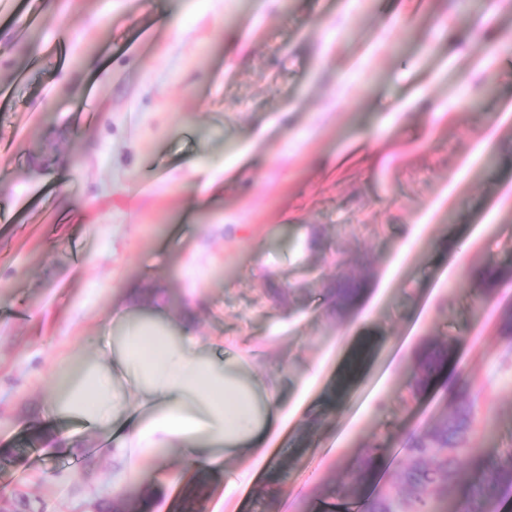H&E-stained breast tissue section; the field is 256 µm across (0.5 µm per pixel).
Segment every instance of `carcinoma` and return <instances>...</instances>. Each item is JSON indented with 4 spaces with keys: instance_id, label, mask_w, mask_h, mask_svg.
<instances>
[{
    "instance_id": "cac0c4a2",
    "label": "carcinoma",
    "mask_w": 512,
    "mask_h": 512,
    "mask_svg": "<svg viewBox=\"0 0 512 512\" xmlns=\"http://www.w3.org/2000/svg\"><path fill=\"white\" fill-rule=\"evenodd\" d=\"M436 367L429 360L419 365L411 383V394H420ZM465 393L454 397L455 408L433 430L411 438L402 472L403 487L387 489L365 503V512H433L432 495L455 486L461 463L470 454V437L475 428L474 407L464 401ZM512 489V457L487 462L475 479L464 512H499L503 492ZM202 480L189 481L182 489V512H194L206 495Z\"/></svg>"
}]
</instances>
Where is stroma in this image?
Returning <instances> with one entry per match:
<instances>
[{
  "label": "stroma",
  "instance_id": "obj_1",
  "mask_svg": "<svg viewBox=\"0 0 512 512\" xmlns=\"http://www.w3.org/2000/svg\"><path fill=\"white\" fill-rule=\"evenodd\" d=\"M11 0L0 9V501L150 502L177 448L121 475L112 428L51 412L62 367L109 362L127 286L193 304L217 357L277 378L264 456L209 472L204 512H343L396 486L407 439L470 379L474 452L512 453V0ZM41 11L44 21L27 17ZM503 281L479 288L478 272ZM370 291L368 318L331 291ZM448 356L410 396L420 353ZM235 490H228V480Z\"/></svg>",
  "mask_w": 512,
  "mask_h": 512
}]
</instances>
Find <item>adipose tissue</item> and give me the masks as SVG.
Here are the masks:
<instances>
[{"instance_id": "obj_1", "label": "adipose tissue", "mask_w": 512, "mask_h": 512, "mask_svg": "<svg viewBox=\"0 0 512 512\" xmlns=\"http://www.w3.org/2000/svg\"><path fill=\"white\" fill-rule=\"evenodd\" d=\"M131 301L138 313L123 320L110 365L90 362L68 378L58 413L80 417L90 428L121 418L114 456L125 468L176 446L197 467L214 470L224 453H257L279 436L275 381L245 375L239 360L213 358L192 313L149 333L158 313L140 290H132Z\"/></svg>"}]
</instances>
